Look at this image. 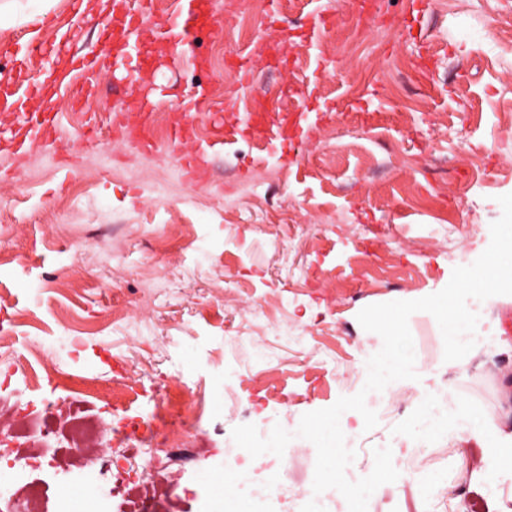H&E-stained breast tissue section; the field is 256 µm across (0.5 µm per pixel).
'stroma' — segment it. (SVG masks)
<instances>
[{"label":"stroma","mask_w":512,"mask_h":512,"mask_svg":"<svg viewBox=\"0 0 512 512\" xmlns=\"http://www.w3.org/2000/svg\"><path fill=\"white\" fill-rule=\"evenodd\" d=\"M36 0H0L16 14L0 26V70H15L20 45L35 42L21 81L0 91L31 99L44 69L40 46L58 29L94 42L107 14L53 0L55 26L28 22ZM218 31L190 40L204 65L171 63L144 34L150 68L133 83L101 76L86 111L63 91L41 103L57 118L43 146L16 152L0 136V326L9 344L0 362L17 363L9 401L53 435L40 464L0 469V484H39L48 512H125L116 480L150 466L171 482V512H213L224 481V450L234 427L332 406L365 384L379 335L361 309L433 294L444 274L475 260L512 193V41H493L494 20L512 0H279L241 23V0H214ZM329 22L313 33L312 7ZM366 33L363 45L347 33ZM248 55L252 82L241 79ZM208 90L200 115L185 117L183 97ZM144 97L161 132L152 149L82 134ZM263 115L244 129V112ZM199 138L222 126L227 144L190 178L171 149L176 123ZM111 225L103 238L97 230ZM512 298L482 304L490 347L458 368L443 359L434 317L414 313L417 379L382 392L387 415L345 436L355 481L371 473L373 451L401 429L422 427V399L447 386L512 432ZM195 393V426L178 462L146 463L133 448L104 438L85 466L59 417L75 410L106 429L120 420L168 425L180 395ZM447 433L423 439V453L395 457L408 480L374 494L372 512H461L474 498L512 512V476L496 456L460 441L455 412ZM293 505L258 500L255 512H300L311 500L314 445H288Z\"/></svg>","instance_id":"1"}]
</instances>
